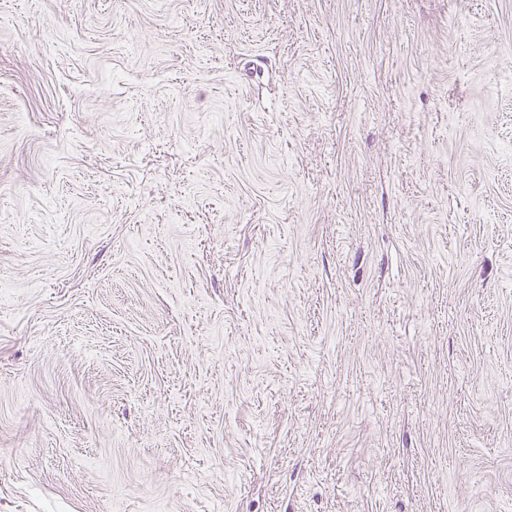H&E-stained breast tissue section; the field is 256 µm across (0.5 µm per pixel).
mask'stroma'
<instances>
[{
	"instance_id": "stroma-1",
	"label": "stroma",
	"mask_w": 512,
	"mask_h": 512,
	"mask_svg": "<svg viewBox=\"0 0 512 512\" xmlns=\"http://www.w3.org/2000/svg\"><path fill=\"white\" fill-rule=\"evenodd\" d=\"M0 512H512V0H0Z\"/></svg>"
}]
</instances>
